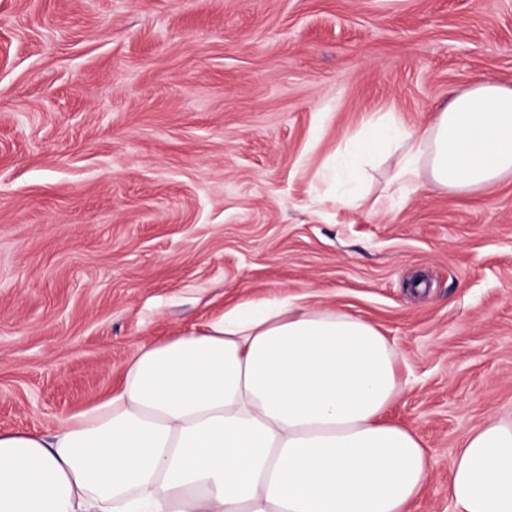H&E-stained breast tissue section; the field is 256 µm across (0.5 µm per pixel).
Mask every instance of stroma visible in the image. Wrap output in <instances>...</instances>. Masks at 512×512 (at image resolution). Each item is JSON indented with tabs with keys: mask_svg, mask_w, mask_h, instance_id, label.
Here are the masks:
<instances>
[{
	"mask_svg": "<svg viewBox=\"0 0 512 512\" xmlns=\"http://www.w3.org/2000/svg\"><path fill=\"white\" fill-rule=\"evenodd\" d=\"M478 78L512 86V0H0V430L54 431L137 345L286 296L397 348L387 418L433 457L410 512H453L449 459L512 412V175L334 167Z\"/></svg>",
	"mask_w": 512,
	"mask_h": 512,
	"instance_id": "35a3bbf8",
	"label": "stroma"
}]
</instances>
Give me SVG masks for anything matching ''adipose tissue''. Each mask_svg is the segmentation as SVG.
Segmentation results:
<instances>
[{"mask_svg":"<svg viewBox=\"0 0 512 512\" xmlns=\"http://www.w3.org/2000/svg\"><path fill=\"white\" fill-rule=\"evenodd\" d=\"M392 178L480 189L512 174V87L475 82L423 134L383 115L350 139ZM404 387L372 323L248 300L132 353L122 385L51 433L0 430V512H407L432 458L387 420ZM457 512H512V414L450 462Z\"/></svg>","mask_w":512,"mask_h":512,"instance_id":"adipose-tissue-1","label":"adipose tissue"}]
</instances>
